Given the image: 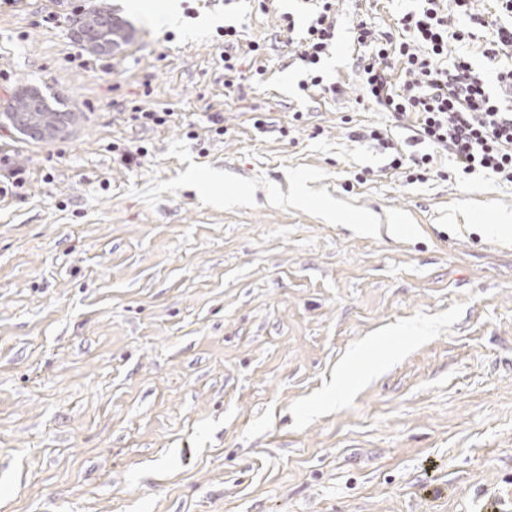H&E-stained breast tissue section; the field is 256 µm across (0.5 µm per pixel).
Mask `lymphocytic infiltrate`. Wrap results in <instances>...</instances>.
Here are the masks:
<instances>
[{
  "mask_svg": "<svg viewBox=\"0 0 512 512\" xmlns=\"http://www.w3.org/2000/svg\"><path fill=\"white\" fill-rule=\"evenodd\" d=\"M335 0H316L299 29L294 60L307 77L299 87L338 96L344 84L319 72L336 36ZM400 35L360 20L353 24L362 97L395 120H411L410 153H402L377 127L350 136L377 145L388 169L404 171L408 183L428 181L437 153L455 170L512 185V0H496L492 14L474 0H420L398 14Z\"/></svg>",
  "mask_w": 512,
  "mask_h": 512,
  "instance_id": "lymphocytic-infiltrate-1",
  "label": "lymphocytic infiltrate"
}]
</instances>
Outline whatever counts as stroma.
<instances>
[{
	"mask_svg": "<svg viewBox=\"0 0 512 512\" xmlns=\"http://www.w3.org/2000/svg\"><path fill=\"white\" fill-rule=\"evenodd\" d=\"M93 2L0 0V101L75 116L40 142L0 113L25 170L0 192V512H512V186L411 184L349 138L409 135L350 42L394 0H339L336 99L298 88L306 0H103L134 27L112 56L71 36ZM227 23L265 46L232 90ZM32 89H35L31 87ZM42 100V108L39 109L37 115L35 116V123L39 125L45 126H56V128H39L33 130V135L37 137L39 140H52V139H64L70 133V124L65 123L61 125V123L66 119H72L73 113L54 107L51 105L47 98L44 95H41L40 92L35 89ZM38 94L32 92L29 95V109L31 111L35 110L40 103V98Z\"/></svg>",
	"mask_w": 512,
	"mask_h": 512,
	"instance_id": "obj_1",
	"label": "stroma"
}]
</instances>
